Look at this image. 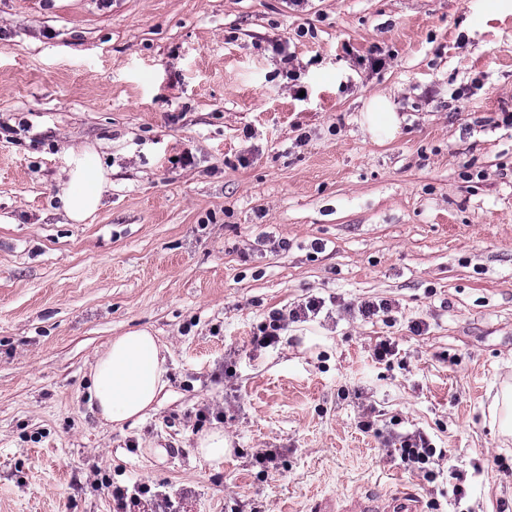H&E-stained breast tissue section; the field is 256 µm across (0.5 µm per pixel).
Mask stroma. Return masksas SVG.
Wrapping results in <instances>:
<instances>
[{
    "instance_id": "1",
    "label": "stroma",
    "mask_w": 512,
    "mask_h": 512,
    "mask_svg": "<svg viewBox=\"0 0 512 512\" xmlns=\"http://www.w3.org/2000/svg\"><path fill=\"white\" fill-rule=\"evenodd\" d=\"M379 92L401 124L377 142L358 120ZM505 112L512 12L491 0H0V512H113L137 482L132 512L400 490L512 512L487 412L512 375ZM80 142L112 175L70 224L55 183ZM310 297L317 317L254 344ZM368 300L391 310H345ZM142 328L171 345L170 392L100 427L90 365ZM214 427L217 470L195 454ZM416 431L447 451L430 480L383 445ZM324 301L320 298H309L305 304L298 305L297 307L288 311V314L283 311H273L269 314V321L262 328L261 336L255 338L257 345L261 347H268L275 344L280 336V331L288 327V322L306 321L310 317V313L315 316L324 306ZM195 448L196 454L201 459L215 467L224 463V457L232 450L230 441L222 428H214L201 433L196 439ZM129 489L125 487H115L112 491L113 500L116 503V511H126L131 505L135 503L141 496H145L151 492V486L141 483L133 486L132 492L128 493Z\"/></svg>"
}]
</instances>
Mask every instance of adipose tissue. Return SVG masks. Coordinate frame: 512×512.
I'll return each mask as SVG.
<instances>
[{"label":"adipose tissue","instance_id":"1","mask_svg":"<svg viewBox=\"0 0 512 512\" xmlns=\"http://www.w3.org/2000/svg\"><path fill=\"white\" fill-rule=\"evenodd\" d=\"M360 127L375 139L396 135L399 119L385 96L367 102ZM110 175V170L99 164L95 145L68 148L67 166L56 194L68 222L84 223L98 211ZM169 354L168 345L146 329L112 337L90 370V412L101 426L120 428L157 411L171 384Z\"/></svg>","mask_w":512,"mask_h":512}]
</instances>
